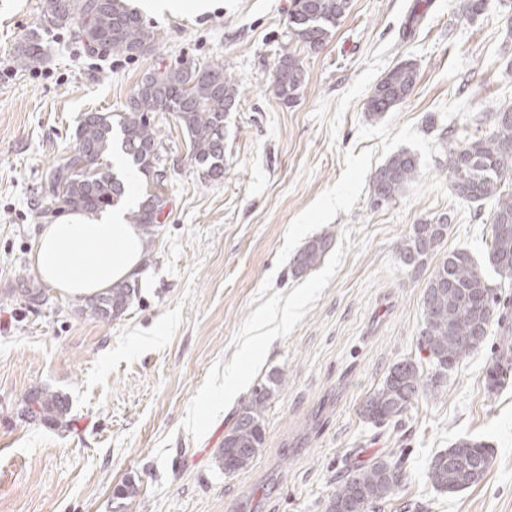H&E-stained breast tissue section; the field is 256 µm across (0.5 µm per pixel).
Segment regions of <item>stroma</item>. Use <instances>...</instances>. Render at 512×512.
<instances>
[{
	"mask_svg": "<svg viewBox=\"0 0 512 512\" xmlns=\"http://www.w3.org/2000/svg\"><path fill=\"white\" fill-rule=\"evenodd\" d=\"M291 4L214 0L198 16L147 15L150 46L127 58L88 54L69 29L46 27L47 0H0V512H323L347 469L393 448L402 484L380 512H512V387L489 397L481 386L498 325L443 379L417 345L443 256L462 248L489 264L493 204L458 198L446 164L449 142L485 136L512 102V0L472 17L460 0H350L316 50L289 40ZM34 32L47 59L18 67L15 47ZM285 51L306 71L289 104L274 90ZM406 62L410 94L370 120L376 84ZM215 63L241 92L224 120V177L205 181L174 115H154L167 205L132 305L101 321L56 293L44 306L18 302L44 177L84 113L126 111L150 73ZM400 151L416 156L418 176L373 206L371 177ZM440 217L445 241L422 266L403 265L400 241ZM327 233L321 262L295 272L296 254ZM258 336L251 364L241 353ZM404 359L421 363L425 382L399 422L375 427L361 404ZM275 371L286 382L264 445L225 475L224 435ZM44 387L67 397L66 423L21 416ZM465 437L489 446V470L464 490L435 489L428 463ZM130 479L137 497L118 498Z\"/></svg>",
	"mask_w": 512,
	"mask_h": 512,
	"instance_id": "obj_1",
	"label": "stroma"
}]
</instances>
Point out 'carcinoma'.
Wrapping results in <instances>:
<instances>
[{
  "mask_svg": "<svg viewBox=\"0 0 512 512\" xmlns=\"http://www.w3.org/2000/svg\"><path fill=\"white\" fill-rule=\"evenodd\" d=\"M50 21L63 28L78 23L74 35L91 54L120 53L126 57L142 54L150 34L139 14L126 0H55ZM349 0H294L288 21V38L310 49L323 46L348 9ZM17 65L35 68L43 61L41 38L31 35L15 47ZM277 95L291 103L305 80L299 61L283 50L278 64ZM416 80V68L405 63L389 72L375 87L365 112L372 120L391 111L410 93ZM240 95L236 79L213 64L203 70L172 67L150 73L142 79L126 112H87L75 132V144L45 176L43 195L49 205L37 208L45 217L50 205L67 208L93 217L119 203L126 193L124 182L112 173L107 157L113 151V126L120 128V149L125 159L147 179L142 202L128 210L127 223L137 224L146 236L155 232L165 203L163 177L166 171L156 130L151 118L155 112L174 114L189 138L190 159L213 181L224 176V116ZM512 103L500 105L492 116L488 135L448 146V173L455 195L469 202L493 199L492 242L489 262L495 271L505 257H512V233L495 231L501 224L512 225V192L503 190L512 179ZM418 174L416 157L401 151L389 157L372 177V203L381 205L400 194ZM448 225L444 219L416 225L412 235L398 247L401 261L418 267L442 244ZM330 243L323 235L310 241L299 252L301 270L316 267ZM15 295L28 305H44L46 289L27 278ZM137 289L117 284L88 300L82 313L99 320L114 318L113 308L123 312L136 298ZM470 294H480L493 305L500 297L489 285L484 268L464 250L451 251L435 268L422 295L423 324L418 343L436 367L435 375H444L460 360L477 350L486 340L476 336L470 316ZM424 382L423 372L411 360L395 364L383 383L363 401L362 416L384 426L398 422L417 397ZM273 389L256 387L248 403L239 412L234 425L224 435V447L216 456L218 467L232 475L252 462L264 442V412ZM67 399L60 393L42 388L24 400L21 415L42 424L58 425L66 420ZM469 448L479 459L491 461V451L480 440L465 438L454 444ZM402 456L390 451L386 457L355 466L327 501L325 512H336L335 504L344 503L342 512H375L395 495L401 480ZM427 476L433 487L453 492L479 482L448 466V451L435 455Z\"/></svg>",
  "mask_w": 512,
  "mask_h": 512,
  "instance_id": "cac0c4a2",
  "label": "carcinoma"
}]
</instances>
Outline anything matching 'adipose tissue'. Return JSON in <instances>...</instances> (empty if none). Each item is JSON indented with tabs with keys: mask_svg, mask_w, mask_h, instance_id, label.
Here are the masks:
<instances>
[{
	"mask_svg": "<svg viewBox=\"0 0 512 512\" xmlns=\"http://www.w3.org/2000/svg\"><path fill=\"white\" fill-rule=\"evenodd\" d=\"M129 194L125 205L95 218L73 212L45 225L33 251L32 269L61 297L80 300L130 282L142 273L147 245L138 225L127 223V206L137 205Z\"/></svg>",
	"mask_w": 512,
	"mask_h": 512,
	"instance_id": "obj_1",
	"label": "adipose tissue"
}]
</instances>
